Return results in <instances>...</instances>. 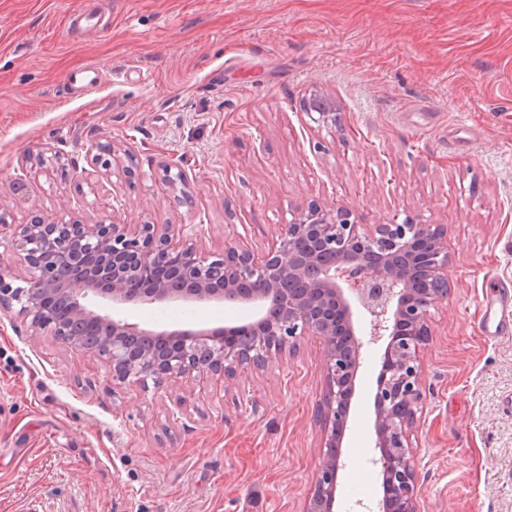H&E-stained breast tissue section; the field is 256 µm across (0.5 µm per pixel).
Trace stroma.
<instances>
[{"mask_svg": "<svg viewBox=\"0 0 512 512\" xmlns=\"http://www.w3.org/2000/svg\"><path fill=\"white\" fill-rule=\"evenodd\" d=\"M0 0V205L13 223L201 225L262 252L296 208L447 230L448 297L421 352L413 431L422 512H512V0ZM98 66L91 95L68 78ZM336 105L335 124L307 114ZM111 142L110 170L91 140ZM61 153L77 169L36 165ZM221 303L141 310L151 328L227 325ZM383 345L364 347L335 512L382 497L372 460ZM323 344L158 393L112 380L17 313L0 314V512H305L319 458Z\"/></svg>", "mask_w": 512, "mask_h": 512, "instance_id": "1", "label": "stroma"}]
</instances>
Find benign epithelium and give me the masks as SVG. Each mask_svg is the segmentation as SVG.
Wrapping results in <instances>:
<instances>
[{
  "label": "benign epithelium",
  "instance_id": "benign-epithelium-1",
  "mask_svg": "<svg viewBox=\"0 0 512 512\" xmlns=\"http://www.w3.org/2000/svg\"><path fill=\"white\" fill-rule=\"evenodd\" d=\"M309 112L336 120L322 98ZM104 154H114L108 142L87 147L96 165ZM352 216L313 203L259 255L237 241L206 252L181 224H50L37 215L11 224L3 208L0 247L21 256L24 268L15 274L0 265V311L19 305L31 327L99 357L112 380L145 393L204 374L227 391L239 368L260 371L272 357L295 355L302 337H320L321 442L306 512H333L362 349L386 338L374 394L378 512H420L412 442L426 399L420 350L431 309L448 296V247L439 224H359ZM178 301L243 304L253 315L237 325L161 331L135 319L140 309Z\"/></svg>",
  "mask_w": 512,
  "mask_h": 512
}]
</instances>
